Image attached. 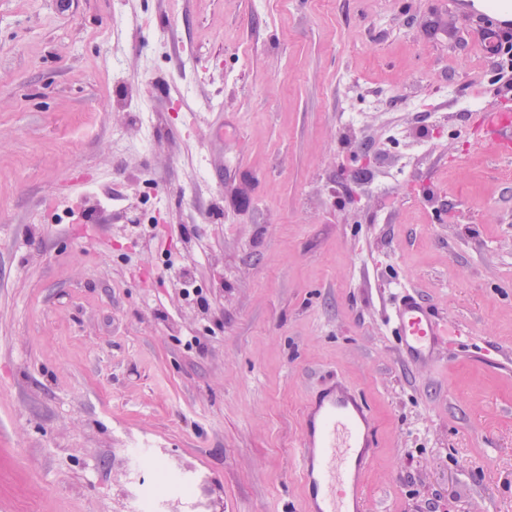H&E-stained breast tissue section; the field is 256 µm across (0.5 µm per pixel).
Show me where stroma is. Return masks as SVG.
Instances as JSON below:
<instances>
[{"instance_id": "stroma-1", "label": "stroma", "mask_w": 512, "mask_h": 512, "mask_svg": "<svg viewBox=\"0 0 512 512\" xmlns=\"http://www.w3.org/2000/svg\"><path fill=\"white\" fill-rule=\"evenodd\" d=\"M482 5L0 0V512H301L332 375L377 420L370 512H512V159L473 134L512 87ZM404 287L468 332L436 366L388 334Z\"/></svg>"}]
</instances>
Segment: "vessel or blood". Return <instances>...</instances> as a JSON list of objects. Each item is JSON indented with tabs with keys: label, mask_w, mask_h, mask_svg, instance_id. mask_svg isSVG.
Wrapping results in <instances>:
<instances>
[{
	"label": "vessel or blood",
	"mask_w": 512,
	"mask_h": 512,
	"mask_svg": "<svg viewBox=\"0 0 512 512\" xmlns=\"http://www.w3.org/2000/svg\"><path fill=\"white\" fill-rule=\"evenodd\" d=\"M496 156L512 158V113L484 112L477 139ZM391 334L413 365L433 363L442 342H456L458 326L416 290L402 289L390 319ZM296 466L305 512H366L365 475L374 458L377 427L369 404L339 379L313 396L303 411Z\"/></svg>",
	"instance_id": "vessel-or-blood-1"
}]
</instances>
